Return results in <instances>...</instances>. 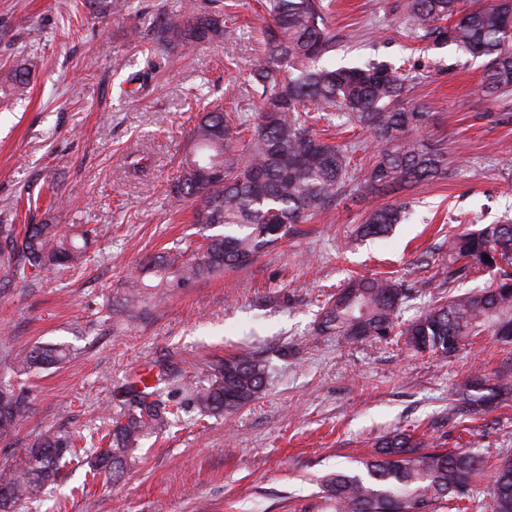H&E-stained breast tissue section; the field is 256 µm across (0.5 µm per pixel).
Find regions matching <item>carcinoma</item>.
<instances>
[{
	"label": "carcinoma",
	"mask_w": 512,
	"mask_h": 512,
	"mask_svg": "<svg viewBox=\"0 0 512 512\" xmlns=\"http://www.w3.org/2000/svg\"><path fill=\"white\" fill-rule=\"evenodd\" d=\"M102 18L126 9V0H82ZM235 2L224 9L190 0L178 19L163 22L155 49L171 56L219 38L229 40L227 22ZM331 4L323 0H268L255 61L242 85L226 89L234 109L203 113L188 132L180 174L168 188L178 202L191 200L193 223L220 232L191 248L174 245L142 258L139 270L123 281L122 307L135 313L157 301L226 272L243 270L261 255L299 234L298 225L336 205L347 191L364 186L372 194L448 177L447 153L419 135L429 114L407 101V62H322L335 35L327 24ZM408 35L435 46L455 45L488 59L481 92L501 97L512 90V0H402ZM38 65L34 54L11 69L13 90L23 94ZM248 99L249 107L240 105ZM369 134L362 141L336 144L320 136L321 122L334 117ZM403 205L374 203L358 234L377 238L402 220ZM98 228L83 225L11 224L0 218V290L38 280L45 272L78 269L88 258ZM489 259H484V255ZM448 281L474 270L497 269L485 288L456 289L427 307L407 326L400 311L413 289L392 278L349 280L324 302L318 333L351 339L398 335L410 349L446 360L477 336L501 341L512 336V222L486 224L448 241ZM61 343L34 344L7 354L12 375L0 377V444L13 449L15 462L0 469V512L22 504L38 507L47 487L66 464L80 460L83 437L47 432L32 444H18L17 427L31 412L25 379L69 362ZM209 384L194 402L201 415L239 410L266 389L269 366L254 353H238L211 365ZM165 376L126 385L120 415L111 419L87 461L92 477L123 471L140 440L179 419V408L164 397ZM487 389L486 396L471 391ZM479 408L489 399H512V368L489 386L474 378L450 392ZM362 468L338 471L321 480L335 512H420L438 505L465 512L481 471L480 459L462 448H435L408 433L385 438ZM493 512H512V459L495 468Z\"/></svg>",
	"instance_id": "obj_1"
}]
</instances>
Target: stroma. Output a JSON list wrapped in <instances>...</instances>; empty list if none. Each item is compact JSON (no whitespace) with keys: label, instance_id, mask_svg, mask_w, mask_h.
I'll list each match as a JSON object with an SVG mask.
<instances>
[{"label":"stroma","instance_id":"obj_1","mask_svg":"<svg viewBox=\"0 0 512 512\" xmlns=\"http://www.w3.org/2000/svg\"><path fill=\"white\" fill-rule=\"evenodd\" d=\"M70 2L0 0V216L15 206L23 224L100 228L82 268L0 293L7 343L76 351L34 378L18 438L90 436L117 411L129 377L153 365L170 368L166 391L181 413L177 425L142 439L117 480L89 484L85 467L69 464L47 505L18 512H52L59 499L65 512H333L319 478L357 469L378 440L404 429L442 448L467 446L489 466L512 457V404L463 416L449 399L467 376L511 366L507 347L481 340L440 362L390 338L314 333L320 299L351 276L414 288L401 317L415 318L448 293L449 235L512 217V94L480 92L485 59L413 41L400 0H334L328 61L412 58L421 77L407 101L432 114L424 135L446 151L447 179L382 193L411 210L386 238L353 235L376 199L361 187L251 267L133 317L120 309V282L145 255L199 236L191 204L174 203L167 189L199 109L223 103L225 86L247 77L263 20L256 0H238L232 39L167 61L153 52L154 32L179 18L186 0H132L107 21ZM31 53L40 64L15 95L7 73ZM143 72L147 87L130 97V78ZM135 159L141 172L128 168ZM57 193L68 207L54 205ZM423 253L430 265L418 263ZM246 346L268 361L265 395L201 416L193 397L210 364Z\"/></svg>","mask_w":512,"mask_h":512}]
</instances>
